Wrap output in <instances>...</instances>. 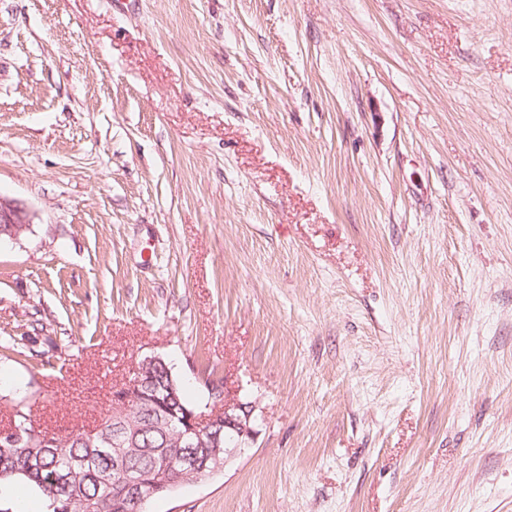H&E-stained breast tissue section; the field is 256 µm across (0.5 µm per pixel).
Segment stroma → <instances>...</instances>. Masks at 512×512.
<instances>
[{"mask_svg": "<svg viewBox=\"0 0 512 512\" xmlns=\"http://www.w3.org/2000/svg\"><path fill=\"white\" fill-rule=\"evenodd\" d=\"M0 421L144 357L258 434L147 512H512V0H0ZM30 223V214L21 202L0 195V241L2 240L1 234L10 238L11 235L15 233L16 238H19L28 229L29 225L27 224ZM3 224H11L14 226L27 225V227L21 231H17L13 227Z\"/></svg>", "mask_w": 512, "mask_h": 512, "instance_id": "1", "label": "stroma"}]
</instances>
